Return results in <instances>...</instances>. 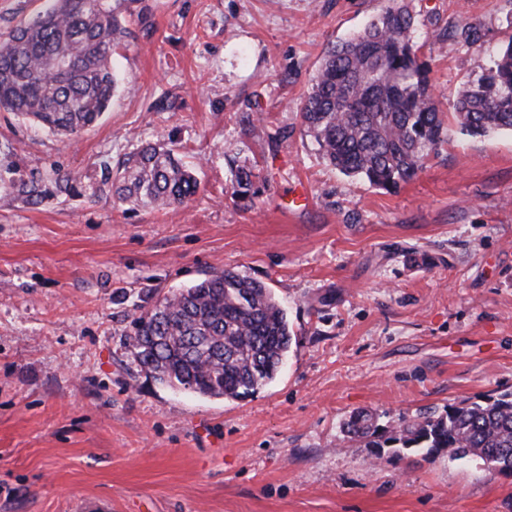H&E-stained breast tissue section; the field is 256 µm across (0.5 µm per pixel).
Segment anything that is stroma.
<instances>
[{"instance_id": "1", "label": "stroma", "mask_w": 512, "mask_h": 512, "mask_svg": "<svg viewBox=\"0 0 512 512\" xmlns=\"http://www.w3.org/2000/svg\"><path fill=\"white\" fill-rule=\"evenodd\" d=\"M140 4L93 127L69 142L0 112V512H512V477L341 434L357 411L389 431L512 390V134L450 129L376 188L328 165L298 112L327 48L395 0ZM408 4L453 112L512 39V0ZM158 140L196 170L188 203L100 197L105 163ZM234 162L253 202L231 196ZM32 179L38 205L7 187ZM225 268L266 282L293 331L241 400L156 381L127 342L135 306Z\"/></svg>"}]
</instances>
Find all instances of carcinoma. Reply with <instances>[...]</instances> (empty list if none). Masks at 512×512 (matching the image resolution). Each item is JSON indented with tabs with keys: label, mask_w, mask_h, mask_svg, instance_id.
I'll list each match as a JSON object with an SVG mask.
<instances>
[{
	"label": "carcinoma",
	"mask_w": 512,
	"mask_h": 512,
	"mask_svg": "<svg viewBox=\"0 0 512 512\" xmlns=\"http://www.w3.org/2000/svg\"><path fill=\"white\" fill-rule=\"evenodd\" d=\"M135 2L51 0L11 29L0 39V112L68 140L94 125L117 91L113 54L130 36ZM421 48L404 2L328 48L299 118L329 165L390 191L418 174L452 125L473 136L512 132V40L486 73L461 87L448 115L436 106ZM104 170L103 192L132 208L182 205L199 188L173 149L151 143ZM11 188L31 204L44 196L34 181ZM258 193L253 169L235 167L232 197L250 201ZM130 325V351L157 380L235 400L276 378L292 340L267 285L231 269L137 307ZM342 432L367 448H417L427 460L446 451L450 461L512 475V391L404 418L386 438L374 414L358 411Z\"/></svg>",
	"instance_id": "carcinoma-1"
}]
</instances>
